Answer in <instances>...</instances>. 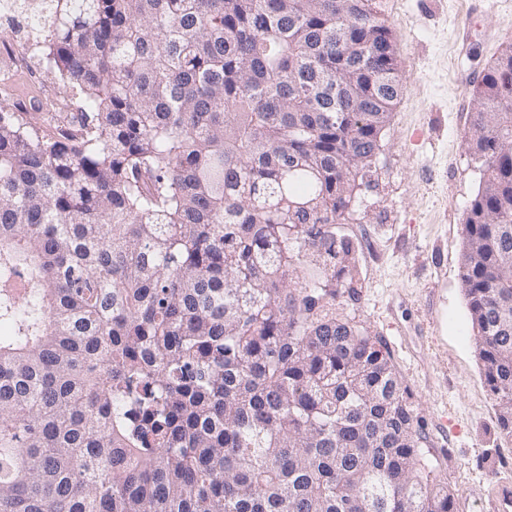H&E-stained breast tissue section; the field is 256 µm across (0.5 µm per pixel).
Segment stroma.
<instances>
[{
  "mask_svg": "<svg viewBox=\"0 0 512 512\" xmlns=\"http://www.w3.org/2000/svg\"><path fill=\"white\" fill-rule=\"evenodd\" d=\"M396 39L403 92L363 178L359 218L366 282L361 321L386 344L424 422L438 474L469 512L512 480V436L497 425L460 279L463 220L483 174L462 135L474 107L464 75L484 74L512 39V0H373ZM467 28L459 40V28ZM0 21V106L50 121L67 101L58 77Z\"/></svg>",
  "mask_w": 512,
  "mask_h": 512,
  "instance_id": "35a3bbf8",
  "label": "stroma"
}]
</instances>
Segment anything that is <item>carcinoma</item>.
Returning <instances> with one entry per match:
<instances>
[{
    "instance_id": "obj_1",
    "label": "carcinoma",
    "mask_w": 512,
    "mask_h": 512,
    "mask_svg": "<svg viewBox=\"0 0 512 512\" xmlns=\"http://www.w3.org/2000/svg\"><path fill=\"white\" fill-rule=\"evenodd\" d=\"M79 101L0 110V512H454L336 225L402 89L372 0H15ZM461 281L512 435V41Z\"/></svg>"
}]
</instances>
